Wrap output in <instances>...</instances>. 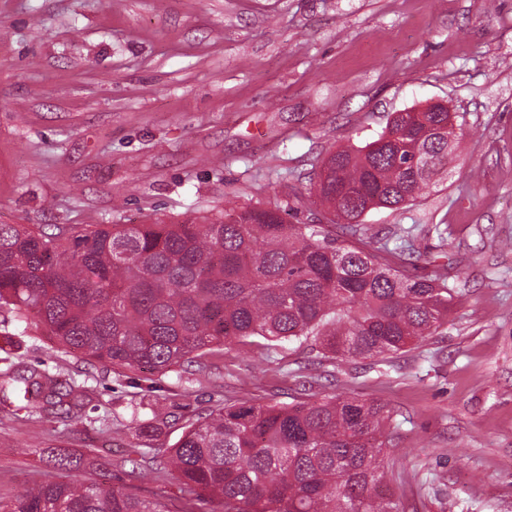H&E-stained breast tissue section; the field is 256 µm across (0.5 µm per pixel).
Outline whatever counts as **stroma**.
<instances>
[{"label":"stroma","instance_id":"obj_1","mask_svg":"<svg viewBox=\"0 0 512 512\" xmlns=\"http://www.w3.org/2000/svg\"><path fill=\"white\" fill-rule=\"evenodd\" d=\"M445 102L459 158L420 203L362 223L392 231L419 273L454 238L458 301L438 334L379 358L228 345L158 374L116 370L36 324L0 369H46L93 391L81 420L0 401V499L61 474L172 512H210L174 473L136 476V448L174 447L224 399L291 405L345 393L390 409L381 466L414 512H512V0H0V224L181 222L280 205L329 222L310 189L324 158L391 113ZM168 412L154 428L151 404Z\"/></svg>","mask_w":512,"mask_h":512}]
</instances>
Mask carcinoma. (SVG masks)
I'll use <instances>...</instances> for the list:
<instances>
[{
  "label": "carcinoma",
  "instance_id": "1",
  "mask_svg": "<svg viewBox=\"0 0 512 512\" xmlns=\"http://www.w3.org/2000/svg\"><path fill=\"white\" fill-rule=\"evenodd\" d=\"M459 135L442 106L393 113L376 139L330 153L314 193L331 224H293L246 206L167 224H0V309L34 317L65 350L115 368L165 374L215 346L246 352L310 343L325 357L396 354L435 335L456 299L448 273H410L403 252L359 218L410 206L448 174ZM29 414L75 415L88 387L49 370L0 371V397ZM379 403L325 394L291 406L224 402L188 423L166 459L218 512H406L383 489L394 440ZM67 479L41 482L0 512H171L79 481L82 459L51 448Z\"/></svg>",
  "mask_w": 512,
  "mask_h": 512
}]
</instances>
